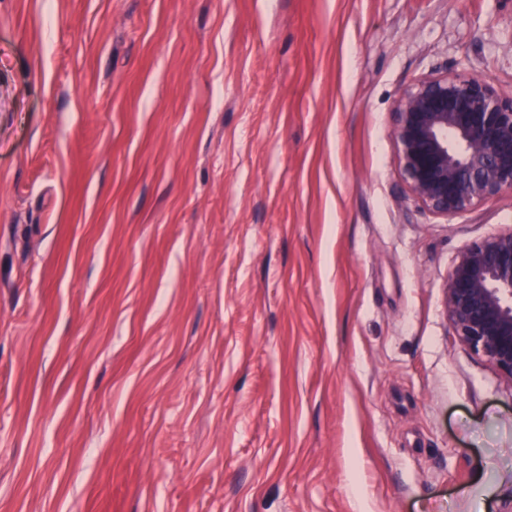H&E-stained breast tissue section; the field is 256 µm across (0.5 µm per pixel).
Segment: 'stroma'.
<instances>
[{
    "instance_id": "obj_1",
    "label": "stroma",
    "mask_w": 512,
    "mask_h": 512,
    "mask_svg": "<svg viewBox=\"0 0 512 512\" xmlns=\"http://www.w3.org/2000/svg\"><path fill=\"white\" fill-rule=\"evenodd\" d=\"M512 95V0H0V512H500L512 384L400 93Z\"/></svg>"
}]
</instances>
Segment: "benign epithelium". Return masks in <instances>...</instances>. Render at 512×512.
Listing matches in <instances>:
<instances>
[{
    "label": "benign epithelium",
    "mask_w": 512,
    "mask_h": 512,
    "mask_svg": "<svg viewBox=\"0 0 512 512\" xmlns=\"http://www.w3.org/2000/svg\"><path fill=\"white\" fill-rule=\"evenodd\" d=\"M393 136L404 184L434 215L512 193V96L486 80H417L396 102ZM443 292L453 333L512 384V226L465 244Z\"/></svg>",
    "instance_id": "benign-epithelium-1"
}]
</instances>
